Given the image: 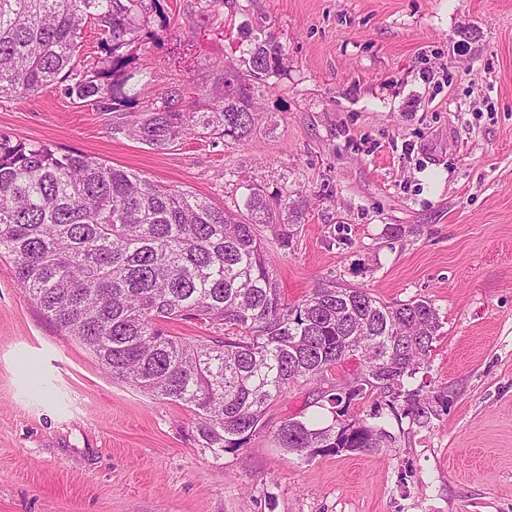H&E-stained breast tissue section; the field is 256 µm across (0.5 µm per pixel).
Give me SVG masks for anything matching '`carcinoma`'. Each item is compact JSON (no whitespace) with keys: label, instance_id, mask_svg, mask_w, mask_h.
<instances>
[{"label":"carcinoma","instance_id":"obj_1","mask_svg":"<svg viewBox=\"0 0 512 512\" xmlns=\"http://www.w3.org/2000/svg\"><path fill=\"white\" fill-rule=\"evenodd\" d=\"M155 13L160 0H0V98L62 84L72 99L121 111L132 101L122 72ZM87 26L101 55L75 76ZM239 31L247 48L224 67L213 111H184L183 92L171 89L146 117L125 122L129 136L156 149L193 124L234 141L251 137L258 90L284 73L286 53L271 32ZM244 209L236 215L83 153L0 135V255L9 256L10 275L112 377L189 411L193 442L213 458L247 447L268 407L296 383L319 385L332 414L326 426L301 416L276 429L274 446L298 455L381 447L390 432L350 413L364 399H374V417L387 410L399 423L448 406L444 393L406 386L442 329L431 301L387 304L327 281L288 303L260 228L288 250L299 204L256 186ZM175 322L209 335L175 336ZM353 356V381H330L328 372Z\"/></svg>","mask_w":512,"mask_h":512}]
</instances>
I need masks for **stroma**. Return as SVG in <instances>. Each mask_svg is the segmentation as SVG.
Masks as SVG:
<instances>
[{
  "label": "stroma",
  "instance_id": "35a3bbf8",
  "mask_svg": "<svg viewBox=\"0 0 512 512\" xmlns=\"http://www.w3.org/2000/svg\"><path fill=\"white\" fill-rule=\"evenodd\" d=\"M126 72L137 107L183 89L211 111L238 27L272 31L285 75L235 142L193 127L163 149L52 86L0 100V134L76 150L229 211L249 184L300 201L265 244L286 301L327 280L426 298L443 327L412 385L447 392L384 448L302 458L272 434L317 409L289 387L248 447L213 459L189 414L112 378L0 258V512H512V0H161ZM170 31H162V23ZM410 232L385 235L388 225Z\"/></svg>",
  "mask_w": 512,
  "mask_h": 512
}]
</instances>
